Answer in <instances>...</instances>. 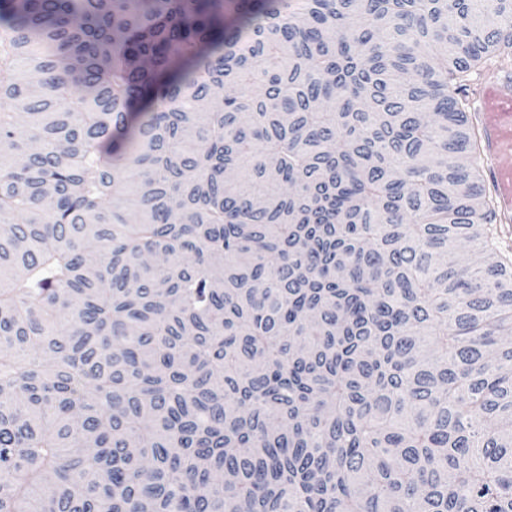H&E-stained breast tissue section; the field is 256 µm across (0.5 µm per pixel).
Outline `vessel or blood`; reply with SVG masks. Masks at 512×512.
<instances>
[{"label":"vessel or blood","instance_id":"obj_1","mask_svg":"<svg viewBox=\"0 0 512 512\" xmlns=\"http://www.w3.org/2000/svg\"><path fill=\"white\" fill-rule=\"evenodd\" d=\"M483 136L482 165L497 197V218L512 222V70L483 76L475 101Z\"/></svg>","mask_w":512,"mask_h":512}]
</instances>
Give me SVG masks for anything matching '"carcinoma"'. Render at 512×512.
<instances>
[{"label": "carcinoma", "mask_w": 512, "mask_h": 512, "mask_svg": "<svg viewBox=\"0 0 512 512\" xmlns=\"http://www.w3.org/2000/svg\"><path fill=\"white\" fill-rule=\"evenodd\" d=\"M511 67L512 0H0V512H512ZM474 77L470 98L479 84L476 115L483 136L482 165L497 197V220L512 222V70ZM512 225V224H511Z\"/></svg>", "instance_id": "cac0c4a2"}]
</instances>
